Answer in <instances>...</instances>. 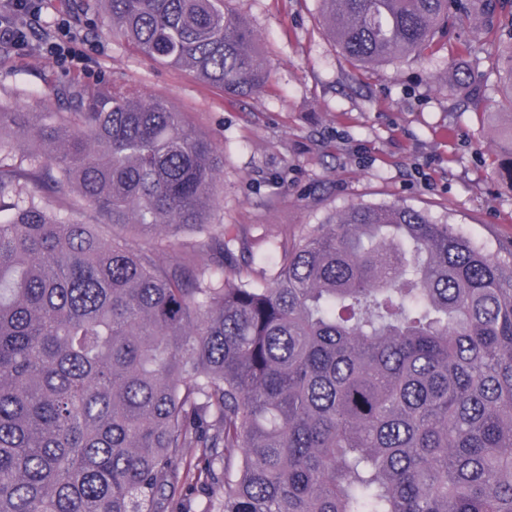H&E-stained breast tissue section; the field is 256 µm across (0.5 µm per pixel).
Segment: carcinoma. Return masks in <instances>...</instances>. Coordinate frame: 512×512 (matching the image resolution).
I'll return each mask as SVG.
<instances>
[{
    "mask_svg": "<svg viewBox=\"0 0 512 512\" xmlns=\"http://www.w3.org/2000/svg\"><path fill=\"white\" fill-rule=\"evenodd\" d=\"M102 2L160 64L238 99L270 82L231 0ZM320 4L361 65L455 17L499 31L507 55L475 47L448 84L496 74L512 105V0ZM57 94L71 111L0 108V512H512V243L358 204L235 260L224 162L182 113L125 84ZM143 231L208 258L161 265Z\"/></svg>",
    "mask_w": 512,
    "mask_h": 512,
    "instance_id": "carcinoma-1",
    "label": "carcinoma"
}]
</instances>
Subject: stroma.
<instances>
[{"mask_svg":"<svg viewBox=\"0 0 512 512\" xmlns=\"http://www.w3.org/2000/svg\"><path fill=\"white\" fill-rule=\"evenodd\" d=\"M232 7L259 36L271 69L258 95L230 98L114 40L100 0H42L28 46L0 43V108L66 111L56 90L69 82L90 90L118 81L165 101L223 155L212 221L234 227L253 250L360 203L413 207L492 253L512 242V186L496 173L492 115L503 109L501 96L490 84L472 101L468 87L446 83L469 70L470 45L496 52V33L474 39L465 19L436 53L362 68L324 33L319 0ZM62 16L93 46L89 66L44 57Z\"/></svg>","mask_w":512,"mask_h":512,"instance_id":"obj_1","label":"stroma"}]
</instances>
